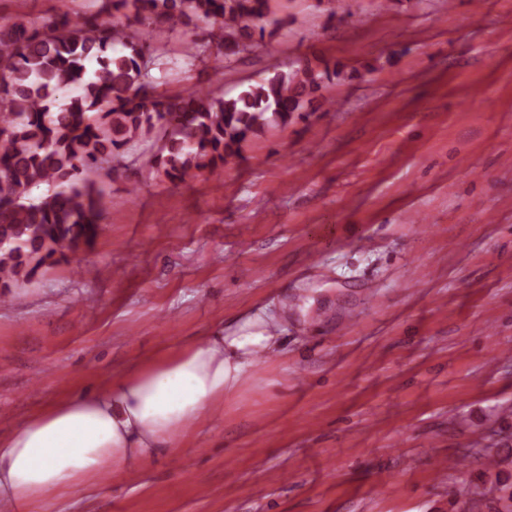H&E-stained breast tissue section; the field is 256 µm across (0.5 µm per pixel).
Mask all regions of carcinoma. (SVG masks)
<instances>
[{"label": "carcinoma", "instance_id": "obj_1", "mask_svg": "<svg viewBox=\"0 0 512 512\" xmlns=\"http://www.w3.org/2000/svg\"><path fill=\"white\" fill-rule=\"evenodd\" d=\"M100 2L39 27L0 24V298L57 254L79 269L104 210L98 177L125 153L172 183L214 174L249 136L303 116L336 75L274 66L235 97L209 85L169 94L152 74L157 27L183 29L188 60L214 51L229 64L252 50V28L280 26L269 0Z\"/></svg>", "mask_w": 512, "mask_h": 512}]
</instances>
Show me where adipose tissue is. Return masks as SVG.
Wrapping results in <instances>:
<instances>
[{
    "mask_svg": "<svg viewBox=\"0 0 512 512\" xmlns=\"http://www.w3.org/2000/svg\"><path fill=\"white\" fill-rule=\"evenodd\" d=\"M273 347L260 334L189 340L57 400L0 435V499L22 508L105 470L141 468L158 449L176 451L190 425L240 388L253 353Z\"/></svg>",
    "mask_w": 512,
    "mask_h": 512,
    "instance_id": "obj_1",
    "label": "adipose tissue"
}]
</instances>
